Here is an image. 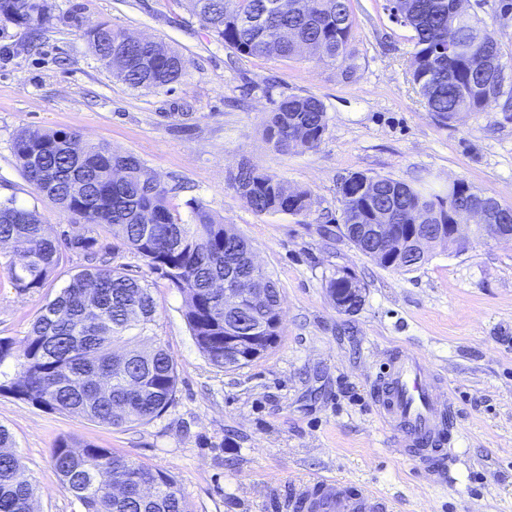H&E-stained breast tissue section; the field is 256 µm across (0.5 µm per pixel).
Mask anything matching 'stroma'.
Segmentation results:
<instances>
[{"label": "stroma", "mask_w": 512, "mask_h": 512, "mask_svg": "<svg viewBox=\"0 0 512 512\" xmlns=\"http://www.w3.org/2000/svg\"><path fill=\"white\" fill-rule=\"evenodd\" d=\"M477 15L501 37L512 69V11L479 0ZM38 40L0 21V199L37 210L55 237L82 229L20 174L12 142L23 127L67 129L134 155L172 186L188 217L208 208L253 246L281 294V336L237 370L212 366L184 318L185 297L121 241L113 266L150 284L149 330L173 357L175 397L158 418L112 429L0 393V425L16 442L35 487L34 512H82L50 462L56 440L76 438L171 475L193 512H292L291 495L321 475L378 493L383 512H512V242L455 253L428 248L418 270L385 269L343 234L338 184L353 173L387 176L447 193L462 180L512 205V112L500 105L449 122L428 112L411 82L412 31L386 0H351L356 41L351 72L304 59H271L224 48L186 0H46ZM106 23L182 53L171 90L113 79L84 32ZM313 96L328 118L314 150L288 154L264 139L283 97ZM251 162L310 191L309 216L258 214L228 176ZM63 262L35 292H18L0 265V337L21 339L42 306L81 269ZM346 270L365 286L352 313L325 283ZM423 357L453 405L452 453L428 461L400 451L402 433L378 413L381 366L397 352Z\"/></svg>", "instance_id": "35a3bbf8"}]
</instances>
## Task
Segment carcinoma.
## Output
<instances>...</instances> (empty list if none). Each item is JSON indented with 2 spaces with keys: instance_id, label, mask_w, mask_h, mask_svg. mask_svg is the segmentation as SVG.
<instances>
[{
  "instance_id": "1",
  "label": "carcinoma",
  "mask_w": 512,
  "mask_h": 512,
  "mask_svg": "<svg viewBox=\"0 0 512 512\" xmlns=\"http://www.w3.org/2000/svg\"><path fill=\"white\" fill-rule=\"evenodd\" d=\"M191 13L215 40L238 53L268 58L308 54L317 62L352 69L355 19L350 0H288L272 10V0H187ZM456 0H397L400 24L414 32L411 77L427 111L446 122L462 112H483L504 100L512 108V75L501 76L497 32L475 13H459ZM46 15L44 0H0V18L28 28ZM453 35L457 50L439 48ZM98 58H112V77L137 89H161L177 82L188 61L161 41L134 38L123 29L100 25L84 32ZM327 130L326 111L314 96H287L265 122L264 137L281 153L311 150ZM13 154L26 181L62 211L80 215L83 232L59 240L49 236L33 210L15 197L0 199V244L22 257L5 262L14 288H43L64 258L79 251L86 266L49 301L21 340L0 337V367L13 364L16 377L0 391L49 411L121 429L159 417L177 385L174 360L160 343L142 346L157 304L149 284L108 264L100 232L112 235L161 272L169 287L186 298L184 312L198 350L216 368L236 370L251 359L224 352V321L240 314L251 280L252 246L199 203L190 221L173 213L163 185L146 165L104 143L86 142L74 131L21 128ZM368 176L345 178L339 193L349 238L362 245L360 231L390 212L399 227L388 251L368 255L383 268L419 269L424 255L414 250L416 225L448 234V210L465 213L475 205L499 208V221L512 224V206L460 182L442 197L390 177L377 176V193H357ZM231 187L258 214L307 216L309 191L292 189L275 175L242 163ZM363 284L344 270L326 281L338 288ZM15 442L0 426V512H34V487ZM63 491L84 512H191L172 476L85 442L58 440L50 451Z\"/></svg>"
}]
</instances>
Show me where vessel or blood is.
I'll return each mask as SVG.
<instances>
[{
	"label": "vessel or blood",
	"mask_w": 512,
	"mask_h": 512,
	"mask_svg": "<svg viewBox=\"0 0 512 512\" xmlns=\"http://www.w3.org/2000/svg\"><path fill=\"white\" fill-rule=\"evenodd\" d=\"M388 393L380 403L383 421L403 433L406 451L428 460L429 439L443 437L452 406L441 399L423 377L420 360L410 354L394 357L385 373ZM300 512H379L376 493L339 481L333 476L317 479L312 489L298 493Z\"/></svg>",
	"instance_id": "vessel-or-blood-1"
}]
</instances>
